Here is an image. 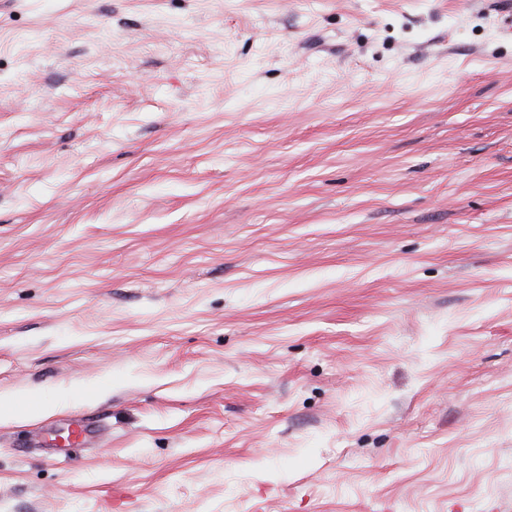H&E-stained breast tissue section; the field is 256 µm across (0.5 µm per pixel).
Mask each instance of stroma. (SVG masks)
I'll use <instances>...</instances> for the list:
<instances>
[{"label":"stroma","instance_id":"35a3bbf8","mask_svg":"<svg viewBox=\"0 0 512 512\" xmlns=\"http://www.w3.org/2000/svg\"><path fill=\"white\" fill-rule=\"evenodd\" d=\"M500 9L0 0V512H512Z\"/></svg>","mask_w":512,"mask_h":512}]
</instances>
